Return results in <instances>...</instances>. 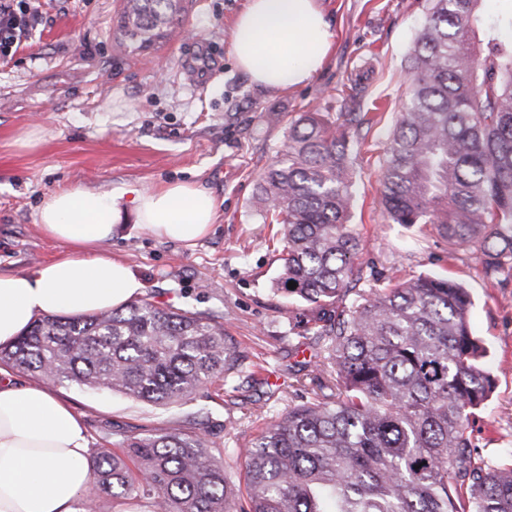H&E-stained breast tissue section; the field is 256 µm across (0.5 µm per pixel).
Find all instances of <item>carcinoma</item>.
<instances>
[{
	"instance_id": "obj_1",
	"label": "carcinoma",
	"mask_w": 512,
	"mask_h": 512,
	"mask_svg": "<svg viewBox=\"0 0 512 512\" xmlns=\"http://www.w3.org/2000/svg\"><path fill=\"white\" fill-rule=\"evenodd\" d=\"M483 2L430 0L380 205L394 224L437 225L496 277L512 273V0L491 17ZM180 23L178 0H123L120 44L139 54ZM347 138L328 113H302L257 184L258 214L285 240L276 290L345 305L335 320L319 318L328 392L288 409L241 456L249 509L235 502L232 466L198 430L125 435L122 452L97 449L87 512L100 496L150 512H512V449L478 463L469 432L494 390L469 292L437 275L353 291L362 269ZM0 363L155 406L242 373L223 322L149 295L91 316L40 317L0 346Z\"/></svg>"
}]
</instances>
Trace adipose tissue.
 Segmentation results:
<instances>
[{
	"label": "adipose tissue",
	"mask_w": 512,
	"mask_h": 512,
	"mask_svg": "<svg viewBox=\"0 0 512 512\" xmlns=\"http://www.w3.org/2000/svg\"><path fill=\"white\" fill-rule=\"evenodd\" d=\"M332 46L318 0H248L235 19L230 54L261 87L308 83ZM123 192L59 190L41 204L38 224L67 253L35 272L0 271V344L14 342L38 317L84 316L126 305L143 284L124 262L105 255ZM138 224L155 236L189 242L206 235L218 203L205 189L173 182L134 190ZM80 415L41 382L0 381V512H80L91 483Z\"/></svg>",
	"instance_id": "1"
}]
</instances>
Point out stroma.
Here are the masks:
<instances>
[{
	"label": "stroma",
	"instance_id": "stroma-1",
	"mask_svg": "<svg viewBox=\"0 0 512 512\" xmlns=\"http://www.w3.org/2000/svg\"><path fill=\"white\" fill-rule=\"evenodd\" d=\"M247 0H187L186 35L137 56L118 45L121 0H41L42 21L0 57V270L31 273L66 252L37 225L42 201L61 188L150 190L187 181L218 201L210 233L189 243L138 225L129 199L104 249L127 263L164 308L223 317L245 371L223 387L165 407L67 383L52 389L83 419L89 448L123 434L202 428L222 459L248 448L277 413L313 400L328 343L316 309L273 290L285 242L263 223L254 198L260 175L288 136V121L313 106L354 111L371 126L349 130L355 156L350 222L360 242L359 290L387 277L445 274L474 301L470 324L487 349L495 389L472 425L478 461L512 448V278H489L469 247L429 224H394L378 204L396 107L409 85L407 55L427 0H322L333 47L306 85L252 84L229 55L230 28ZM36 131L32 148L15 143Z\"/></svg>",
	"mask_w": 512,
	"mask_h": 512
}]
</instances>
